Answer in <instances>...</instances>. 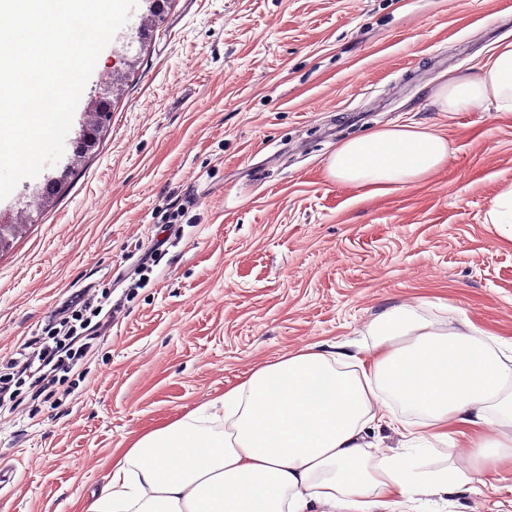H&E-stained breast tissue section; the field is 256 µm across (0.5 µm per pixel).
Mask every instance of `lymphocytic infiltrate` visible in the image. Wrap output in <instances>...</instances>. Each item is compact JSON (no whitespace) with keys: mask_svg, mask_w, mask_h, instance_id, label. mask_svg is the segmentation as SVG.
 <instances>
[{"mask_svg":"<svg viewBox=\"0 0 512 512\" xmlns=\"http://www.w3.org/2000/svg\"><path fill=\"white\" fill-rule=\"evenodd\" d=\"M122 309L119 301L105 309L78 297L71 299L63 316L49 320L19 349L6 372H0V409L19 406L23 386H31L36 399L69 384L95 351V335L109 329Z\"/></svg>","mask_w":512,"mask_h":512,"instance_id":"f902f5d3","label":"lymphocytic infiltrate"}]
</instances>
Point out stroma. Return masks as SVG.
Listing matches in <instances>:
<instances>
[{"mask_svg": "<svg viewBox=\"0 0 512 512\" xmlns=\"http://www.w3.org/2000/svg\"><path fill=\"white\" fill-rule=\"evenodd\" d=\"M145 11L102 50L74 112L111 102L93 152L65 149L0 200L15 219L73 168L0 252V365L73 295L125 301L70 395L0 414V512H81L134 436L262 359L364 341L388 305L441 301L512 340V244L484 221L512 183V112L430 100L512 41V0H167L141 40ZM408 121L447 138L445 168L382 195L329 176L344 141ZM392 512H512V468Z\"/></svg>", "mask_w": 512, "mask_h": 512, "instance_id": "35a3bbf8", "label": "stroma"}]
</instances>
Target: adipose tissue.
<instances>
[{"label":"adipose tissue","mask_w":512,"mask_h":512,"mask_svg":"<svg viewBox=\"0 0 512 512\" xmlns=\"http://www.w3.org/2000/svg\"><path fill=\"white\" fill-rule=\"evenodd\" d=\"M431 101L440 112L487 101L512 112V43ZM448 155L433 128L402 123L345 141L327 170L382 194L423 181ZM431 307H386L358 353L317 342L255 364L220 397L136 435L84 512H389L482 482L512 463V343ZM382 426L406 448L458 444L466 464L418 472L412 458L370 452L366 434Z\"/></svg>","instance_id":"1"}]
</instances>
